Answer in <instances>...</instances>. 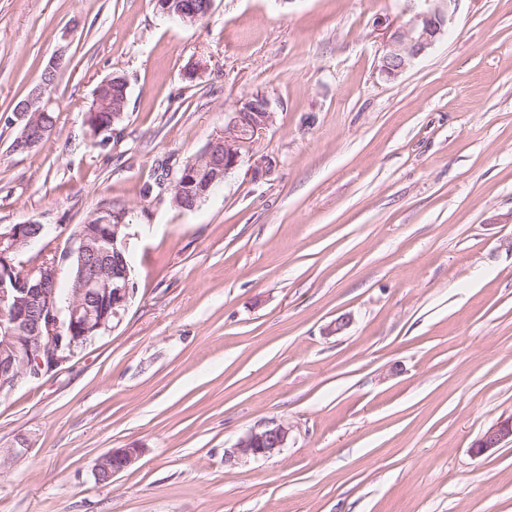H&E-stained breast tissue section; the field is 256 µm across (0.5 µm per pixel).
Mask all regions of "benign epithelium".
<instances>
[{
	"label": "benign epithelium",
	"mask_w": 512,
	"mask_h": 512,
	"mask_svg": "<svg viewBox=\"0 0 512 512\" xmlns=\"http://www.w3.org/2000/svg\"><path fill=\"white\" fill-rule=\"evenodd\" d=\"M425 7L409 9L411 16L387 37L380 70L389 78L402 74L448 31L457 0H422ZM156 9L169 17L180 16L184 23H195V13H172L168 0H154ZM56 65L46 70L43 82L13 112L12 124L20 126L13 150H31L50 130L39 116L47 112L46 91L55 76ZM274 112L262 94L246 97L224 132L214 137L204 151L180 170L174 181L173 203L180 207L185 194L205 199L224 178L235 170L258 136L271 126ZM126 224H82L73 234L74 246L52 260L31 267L16 264L15 258L37 240L45 226L15 224L0 229V302L9 305L10 324L0 336V385L15 390L41 379L71 361L101 333L110 321L120 317L131 290V269L125 254ZM112 246V259L104 261L97 244ZM80 257L81 275L66 299L57 295L59 266ZM290 428L273 423L242 437L224 452V460L269 458L288 442ZM512 445V418L490 426L474 445L482 455L495 448ZM138 448H116L97 462V475L111 479L127 470L137 459Z\"/></svg>",
	"instance_id": "1"
}]
</instances>
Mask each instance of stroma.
<instances>
[{
    "instance_id": "35a3bbf8",
    "label": "stroma",
    "mask_w": 512,
    "mask_h": 512,
    "mask_svg": "<svg viewBox=\"0 0 512 512\" xmlns=\"http://www.w3.org/2000/svg\"><path fill=\"white\" fill-rule=\"evenodd\" d=\"M408 7L214 0L185 24L153 0H0V227H49L32 266L124 209L133 285L109 331L0 397V512H512V446L472 452L512 417V0H458L390 79ZM60 53L54 126L15 152L4 117ZM115 74L99 145L86 112ZM253 93L273 124L174 206L162 167ZM271 422L286 448L225 462ZM115 448L140 454L99 481ZM111 82L104 87L103 89L100 88L101 84L97 87L96 93L99 95L100 103L96 106L97 109V115L93 119V123H98L99 126H106L111 128L102 134H107L109 132H112V124L114 125L122 115V106L119 108V112L115 113L113 116L112 122V102L120 105L126 97L127 99V81L122 75H114L111 78ZM112 79L120 80L122 83L117 82L112 85ZM126 87V90L124 88ZM105 102V104H104Z\"/></svg>"
}]
</instances>
